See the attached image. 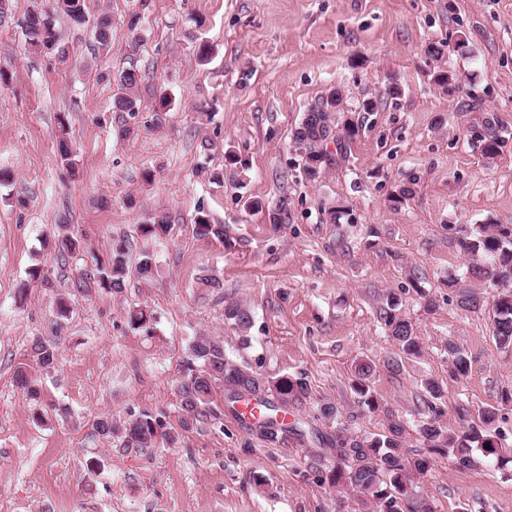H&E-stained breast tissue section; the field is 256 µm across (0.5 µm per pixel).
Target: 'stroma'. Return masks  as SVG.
I'll use <instances>...</instances> for the list:
<instances>
[{
    "mask_svg": "<svg viewBox=\"0 0 512 512\" xmlns=\"http://www.w3.org/2000/svg\"><path fill=\"white\" fill-rule=\"evenodd\" d=\"M54 5L7 0L0 19L9 76L0 169L10 175L0 184V512H370L364 494L319 483L296 441L249 439L220 387L219 421L198 423L177 447L136 451L95 435L106 414L122 422L148 412L178 430L194 336L222 338L230 357L263 373L304 375L310 396L288 418L321 433L330 427L316 406L330 400L350 433H381L396 420L405 447L422 451L429 405L451 432L480 426L492 406L512 449V399H503L512 396V346L493 338L498 290L470 275L475 258L458 245L474 225L512 226V0H88L85 26L57 20L62 56L32 50L21 27L30 11ZM135 11L136 42L127 30ZM103 14L112 19L106 50L94 38ZM431 45L443 54L428 55ZM129 68L140 75L133 116L112 109ZM440 69L455 73L459 93L433 83ZM336 86L359 133L335 137L324 173L308 182L292 133ZM367 99L375 111H361ZM488 112L508 141L489 160L471 137ZM63 113L73 172L56 148ZM229 148L243 174L226 168ZM407 183L412 195L393 203ZM248 199L287 200L286 222L269 223ZM201 208L229 227L231 247L196 236ZM160 218L169 235L145 239L140 225ZM63 228L80 252L51 247ZM116 239L132 258L150 253L160 276L131 279L119 294H75L73 282ZM36 264L49 284L29 276ZM463 289L480 293L479 309L458 304ZM61 294L71 298L64 319ZM390 299L421 345L396 373L387 363L399 351L379 319ZM236 302L254 317L247 347L224 320ZM140 305L155 315L152 334L127 324ZM36 337L59 344L55 367L35 372L37 406L13 381ZM452 343L471 360L460 379L450 374ZM361 362L374 369L373 412L351 390ZM427 378L440 384L439 399L426 393ZM415 491L433 512H512V467L465 469L438 455Z\"/></svg>",
    "mask_w": 512,
    "mask_h": 512,
    "instance_id": "obj_1",
    "label": "stroma"
}]
</instances>
